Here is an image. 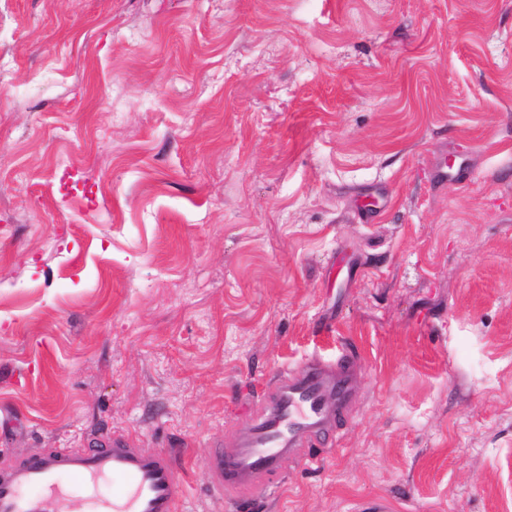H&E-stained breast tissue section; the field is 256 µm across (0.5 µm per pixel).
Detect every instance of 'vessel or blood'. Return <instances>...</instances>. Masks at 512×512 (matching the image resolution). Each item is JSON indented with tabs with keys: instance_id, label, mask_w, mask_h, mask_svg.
<instances>
[{
	"instance_id": "obj_1",
	"label": "vessel or blood",
	"mask_w": 512,
	"mask_h": 512,
	"mask_svg": "<svg viewBox=\"0 0 512 512\" xmlns=\"http://www.w3.org/2000/svg\"><path fill=\"white\" fill-rule=\"evenodd\" d=\"M358 376L349 349L280 370L233 451L209 450L203 470L210 489L232 500L273 488L303 448L308 465H319L315 445L336 439ZM176 471L171 450L136 447L121 433L94 448H41L24 460L0 462V512H91L75 489L104 478L113 484L112 512H185L189 492Z\"/></svg>"
}]
</instances>
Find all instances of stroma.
I'll use <instances>...</instances> for the list:
<instances>
[{"instance_id": "35a3bbf8", "label": "stroma", "mask_w": 512, "mask_h": 512, "mask_svg": "<svg viewBox=\"0 0 512 512\" xmlns=\"http://www.w3.org/2000/svg\"><path fill=\"white\" fill-rule=\"evenodd\" d=\"M347 342L334 451L212 495ZM0 412L179 449L189 512H512V0H0Z\"/></svg>"}]
</instances>
